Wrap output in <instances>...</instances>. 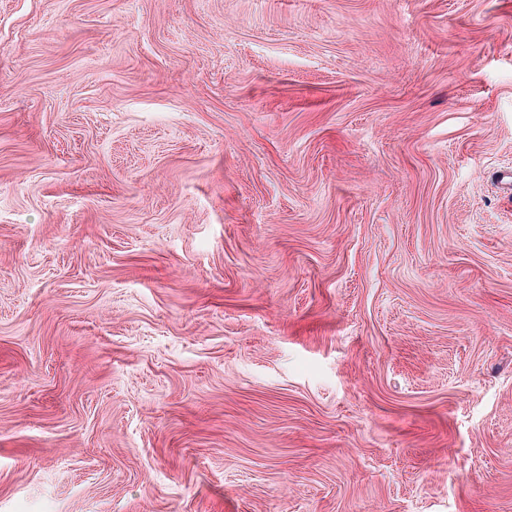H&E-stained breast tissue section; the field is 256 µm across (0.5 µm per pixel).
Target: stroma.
I'll return each mask as SVG.
<instances>
[{
	"label": "stroma",
	"instance_id": "35a3bbf8",
	"mask_svg": "<svg viewBox=\"0 0 512 512\" xmlns=\"http://www.w3.org/2000/svg\"><path fill=\"white\" fill-rule=\"evenodd\" d=\"M512 0H0V512H512Z\"/></svg>",
	"mask_w": 512,
	"mask_h": 512
}]
</instances>
